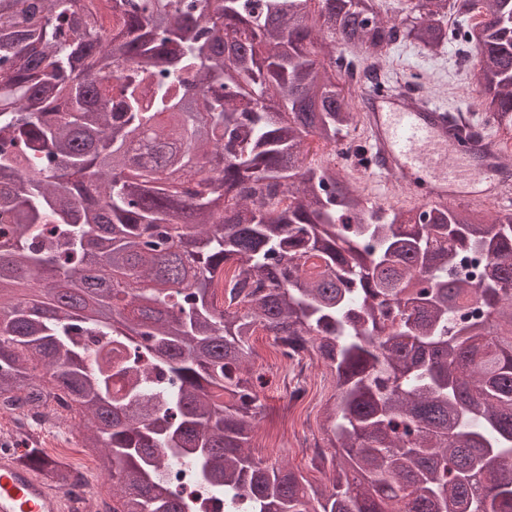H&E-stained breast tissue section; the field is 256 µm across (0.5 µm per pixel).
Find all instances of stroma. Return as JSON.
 <instances>
[{
	"label": "stroma",
	"instance_id": "obj_1",
	"mask_svg": "<svg viewBox=\"0 0 512 512\" xmlns=\"http://www.w3.org/2000/svg\"><path fill=\"white\" fill-rule=\"evenodd\" d=\"M396 72L421 82L425 95H438L448 107L461 111L473 109L475 98L452 94V87L466 70L458 56L457 44L451 43L431 55L425 50L398 45L391 51ZM253 355L249 363L251 375L262 376L265 385L259 391L264 412L257 423L251 444L253 456L274 463L288 461L291 468L301 473L312 484L324 486V471L312 465L313 449L304 447L303 438L321 437L324 409L334 402V384L331 370L323 361L307 360V371L297 375L265 330H257L253 339ZM295 379L305 391L304 402L291 414H284L285 380Z\"/></svg>",
	"mask_w": 512,
	"mask_h": 512
}]
</instances>
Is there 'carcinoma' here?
Instances as JSON below:
<instances>
[{
    "mask_svg": "<svg viewBox=\"0 0 512 512\" xmlns=\"http://www.w3.org/2000/svg\"><path fill=\"white\" fill-rule=\"evenodd\" d=\"M107 2L0 0V411L67 396L112 512H209L167 464L224 512H512V213L372 204L312 146L407 42L460 43L512 133V0ZM259 326L334 371L327 487L250 452Z\"/></svg>",
    "mask_w": 512,
    "mask_h": 512,
    "instance_id": "1",
    "label": "carcinoma"
}]
</instances>
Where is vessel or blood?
I'll return each instance as SVG.
<instances>
[{
  "label": "vessel or blood",
  "mask_w": 512,
  "mask_h": 512,
  "mask_svg": "<svg viewBox=\"0 0 512 512\" xmlns=\"http://www.w3.org/2000/svg\"><path fill=\"white\" fill-rule=\"evenodd\" d=\"M362 98L364 136L383 169L411 189L413 203H486L512 187L489 140L460 147L447 108L415 102L405 90L389 97L366 92ZM0 512H68V501L39 467L1 455Z\"/></svg>",
  "instance_id": "vessel-or-blood-1"
}]
</instances>
